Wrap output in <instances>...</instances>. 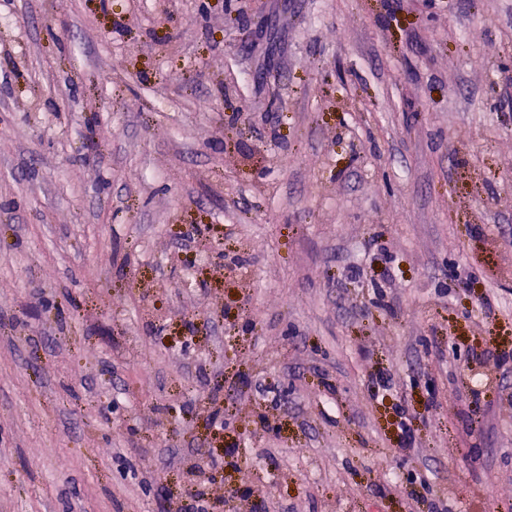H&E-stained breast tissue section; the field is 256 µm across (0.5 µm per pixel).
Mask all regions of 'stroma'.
<instances>
[{"label": "stroma", "mask_w": 512, "mask_h": 512, "mask_svg": "<svg viewBox=\"0 0 512 512\" xmlns=\"http://www.w3.org/2000/svg\"><path fill=\"white\" fill-rule=\"evenodd\" d=\"M509 89L512 0H0V512H512Z\"/></svg>", "instance_id": "35a3bbf8"}]
</instances>
